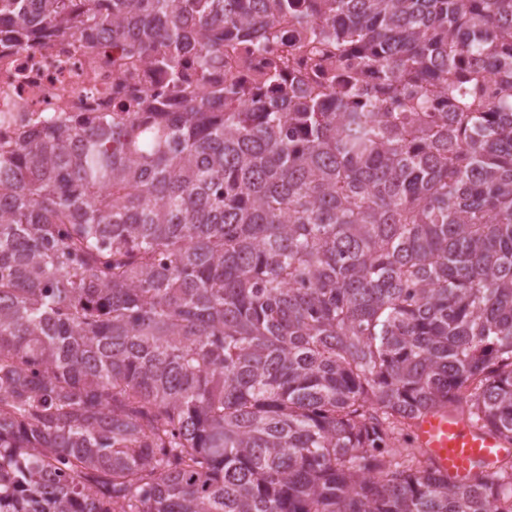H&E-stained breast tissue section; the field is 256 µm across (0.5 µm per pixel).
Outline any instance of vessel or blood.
<instances>
[{
    "instance_id": "vessel-or-blood-1",
    "label": "vessel or blood",
    "mask_w": 512,
    "mask_h": 512,
    "mask_svg": "<svg viewBox=\"0 0 512 512\" xmlns=\"http://www.w3.org/2000/svg\"><path fill=\"white\" fill-rule=\"evenodd\" d=\"M416 434L422 447L429 449L437 468L455 482L465 481L476 465L492 467L511 449L467 417L445 409L423 416Z\"/></svg>"
}]
</instances>
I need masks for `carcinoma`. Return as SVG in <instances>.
Instances as JSON below:
<instances>
[{
    "instance_id": "carcinoma-1",
    "label": "carcinoma",
    "mask_w": 512,
    "mask_h": 512,
    "mask_svg": "<svg viewBox=\"0 0 512 512\" xmlns=\"http://www.w3.org/2000/svg\"><path fill=\"white\" fill-rule=\"evenodd\" d=\"M289 18L363 75L0 153V512H512V0H0L173 74ZM389 108L381 111L382 100ZM416 434L422 447L429 449L437 468L455 482H465L478 464L492 473L496 459L510 450L497 436L446 408L423 416Z\"/></svg>"
}]
</instances>
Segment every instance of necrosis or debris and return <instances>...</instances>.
<instances>
[{
  "instance_id": "obj_1",
  "label": "necrosis or debris",
  "mask_w": 512,
  "mask_h": 512,
  "mask_svg": "<svg viewBox=\"0 0 512 512\" xmlns=\"http://www.w3.org/2000/svg\"><path fill=\"white\" fill-rule=\"evenodd\" d=\"M275 60L289 71L296 89L325 83L336 70L358 65L353 56L337 59L330 44L290 20L280 23L278 34L260 35L257 43L225 44L206 70L187 66L177 83L147 57L129 58L104 30L92 42L50 33L21 42L1 39L0 150L11 149L20 133L45 129L59 118L125 112L147 100L178 103L179 84L189 94L204 86L231 87L252 96Z\"/></svg>"
}]
</instances>
